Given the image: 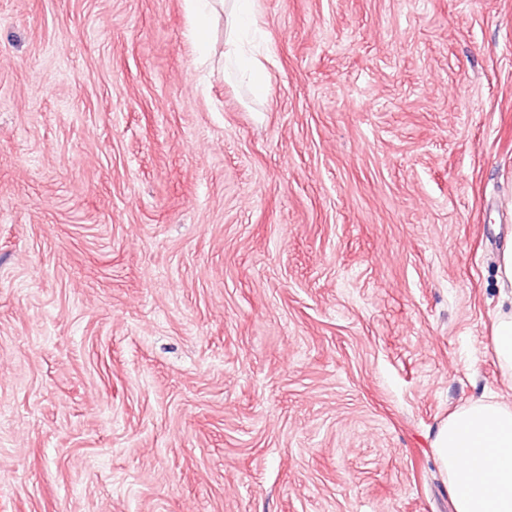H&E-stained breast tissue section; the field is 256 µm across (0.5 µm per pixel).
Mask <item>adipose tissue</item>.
Masks as SVG:
<instances>
[{"label":"adipose tissue","mask_w":512,"mask_h":512,"mask_svg":"<svg viewBox=\"0 0 512 512\" xmlns=\"http://www.w3.org/2000/svg\"><path fill=\"white\" fill-rule=\"evenodd\" d=\"M190 36L208 52L214 21H225L224 63L265 97V67L250 45L256 0H185ZM432 447L454 512H512V401L470 402L438 429Z\"/></svg>","instance_id":"obj_1"}]
</instances>
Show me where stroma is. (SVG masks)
<instances>
[{"label": "stroma", "instance_id": "35a3bbf8", "mask_svg": "<svg viewBox=\"0 0 512 512\" xmlns=\"http://www.w3.org/2000/svg\"><path fill=\"white\" fill-rule=\"evenodd\" d=\"M0 0V512H453L512 398V0ZM191 27L190 36L203 54L209 51L214 21L224 14V63L235 74L251 83L255 97L268 90L265 67L250 45V27L256 21L255 0H185ZM491 347L504 375L512 378V300L508 309L501 307L495 316ZM432 447L454 512H512V401L458 408Z\"/></svg>", "mask_w": 512, "mask_h": 512}]
</instances>
